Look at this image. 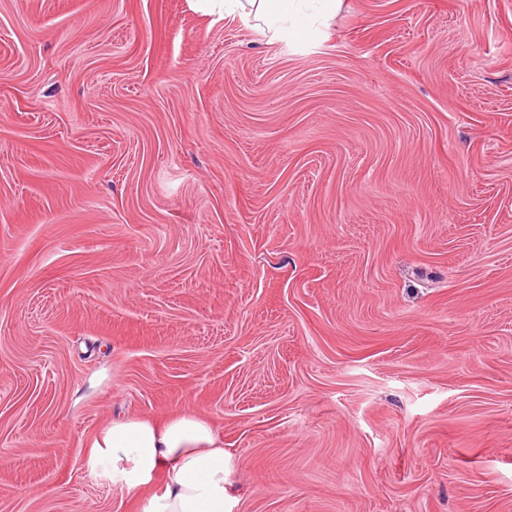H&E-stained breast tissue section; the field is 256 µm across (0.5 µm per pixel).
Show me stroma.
I'll list each match as a JSON object with an SVG mask.
<instances>
[{
	"label": "stroma",
	"mask_w": 512,
	"mask_h": 512,
	"mask_svg": "<svg viewBox=\"0 0 512 512\" xmlns=\"http://www.w3.org/2000/svg\"><path fill=\"white\" fill-rule=\"evenodd\" d=\"M174 412L233 512H512V0H0V512ZM193 10L219 19L238 17L262 29L273 39L300 41L318 23L336 16L341 0H189Z\"/></svg>",
	"instance_id": "stroma-1"
}]
</instances>
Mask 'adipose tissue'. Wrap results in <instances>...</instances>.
<instances>
[{
  "label": "adipose tissue",
  "mask_w": 512,
  "mask_h": 512,
  "mask_svg": "<svg viewBox=\"0 0 512 512\" xmlns=\"http://www.w3.org/2000/svg\"><path fill=\"white\" fill-rule=\"evenodd\" d=\"M193 10L234 16L275 39L299 41L328 23L341 0H189ZM86 469L141 495V512H229L224 437L194 413L124 417L103 427Z\"/></svg>",
  "instance_id": "obj_1"
}]
</instances>
